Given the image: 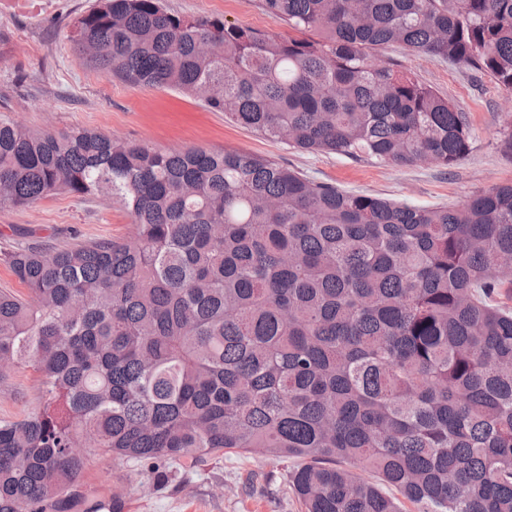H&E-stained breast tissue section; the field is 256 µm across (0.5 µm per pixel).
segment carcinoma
Masks as SVG:
<instances>
[{
  "instance_id": "carcinoma-1",
  "label": "carcinoma",
  "mask_w": 512,
  "mask_h": 512,
  "mask_svg": "<svg viewBox=\"0 0 512 512\" xmlns=\"http://www.w3.org/2000/svg\"><path fill=\"white\" fill-rule=\"evenodd\" d=\"M288 36L99 0L86 65L176 89L311 153L452 167L466 113L376 60L398 44L512 93V0H262ZM115 196L127 239L3 254L0 512H70L92 456L164 467L233 449L294 458L302 512H512V184L420 208L264 156L161 151L0 113V205ZM393 487L384 493L356 470ZM37 375L20 368L0 381V419L22 416L38 405Z\"/></svg>"
}]
</instances>
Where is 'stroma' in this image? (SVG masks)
Returning <instances> with one entry per match:
<instances>
[{"instance_id": "obj_1", "label": "stroma", "mask_w": 512, "mask_h": 512, "mask_svg": "<svg viewBox=\"0 0 512 512\" xmlns=\"http://www.w3.org/2000/svg\"><path fill=\"white\" fill-rule=\"evenodd\" d=\"M95 0H0V113L32 129L84 127L169 151L183 147L237 150L269 157L305 177L345 191L417 207L458 205L496 184L512 183V158L499 147L512 121V94L488 76L443 59L393 46L381 59L399 65L466 112L470 153L446 168L408 167L314 154L262 138L227 122L201 100L170 89L142 88L88 69L70 40L74 19ZM174 12L287 34L262 0H166ZM131 217L106 196L86 201L57 195L28 206L0 207V252L17 245L63 246L130 235ZM38 404L37 376L21 368L0 381V419ZM292 460L235 450L173 466V478L154 483L129 464L90 458L76 491L86 512L94 500L122 494L124 512H301L289 474Z\"/></svg>"}]
</instances>
